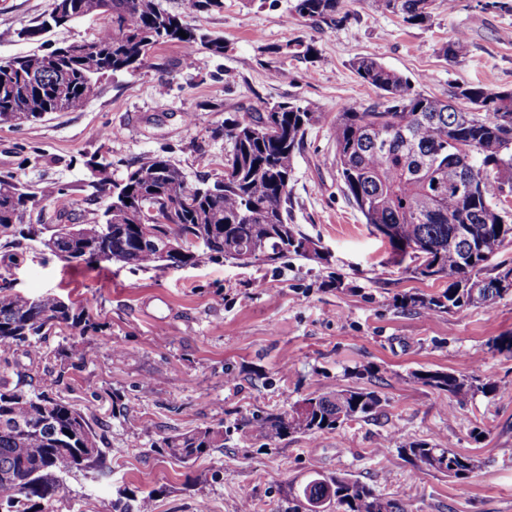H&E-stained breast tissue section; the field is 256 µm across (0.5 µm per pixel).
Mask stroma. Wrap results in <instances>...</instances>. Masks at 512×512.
I'll use <instances>...</instances> for the list:
<instances>
[{
    "mask_svg": "<svg viewBox=\"0 0 512 512\" xmlns=\"http://www.w3.org/2000/svg\"><path fill=\"white\" fill-rule=\"evenodd\" d=\"M52 3L0 0V59L86 38L101 26L88 17L42 42L20 38ZM293 3L224 0L221 11L190 18L223 36L224 55L202 50L190 60L180 45L166 44L136 72L102 79L77 111L0 125V174L41 198L27 223H59L53 198L63 191L68 223L95 224L105 198L90 162L109 161L117 179L161 153L193 182L221 171L228 144L213 131L225 119L281 102L311 101L322 114L295 158L291 193L293 223L320 243L327 261L67 264L39 242L22 238L9 247L0 235V288L86 304L98 326L84 359L46 360L22 347L0 366L10 382L81 409L103 437L111 474L67 476L55 512H112L118 496L150 490L154 512H288L286 482L315 471L351 474L408 500L413 512H512V353L488 345L512 335V295L450 316L400 307L401 296L434 294L445 284L391 262L388 243L343 191L332 142L337 112L378 99L353 69L362 56L441 100L468 85L512 89V0H435L422 25L372 0H347L349 17L334 29L293 20ZM458 34L468 52L446 58L443 48ZM297 39L313 53H285ZM362 365L373 367V377H353ZM420 370L490 373L499 389L452 409L444 393L414 379ZM339 385L377 391L381 413L274 445L236 428L242 418L289 410L308 393ZM116 394L126 417L112 415ZM218 423L227 440L192 469L159 448L166 435ZM387 437L448 443L478 465L464 479L418 472L396 448L383 447Z\"/></svg>",
    "mask_w": 512,
    "mask_h": 512,
    "instance_id": "1",
    "label": "stroma"
}]
</instances>
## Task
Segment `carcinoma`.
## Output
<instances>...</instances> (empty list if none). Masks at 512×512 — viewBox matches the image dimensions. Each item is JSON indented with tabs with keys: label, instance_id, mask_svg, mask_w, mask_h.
Here are the masks:
<instances>
[{
	"label": "carcinoma",
	"instance_id": "obj_1",
	"mask_svg": "<svg viewBox=\"0 0 512 512\" xmlns=\"http://www.w3.org/2000/svg\"><path fill=\"white\" fill-rule=\"evenodd\" d=\"M76 18L103 19L105 38L97 33L87 45L65 55L52 49L0 60V123L21 112L33 120L50 112L83 107L100 78L134 72L154 49L177 43L189 51L222 55L224 38L191 24L192 14L219 10L224 0H181L169 11L159 0H70ZM375 6L421 25L431 17L433 0H373ZM344 0H295L293 14L334 29L342 21ZM44 14L23 33L40 40L50 31ZM183 30L186 37L178 35ZM460 35L443 49L448 58L466 54ZM362 81L381 92L371 106L348 105L332 125L336 167L350 201L365 223L387 241L391 261L410 260L418 278L448 280L435 295H404L400 307L452 314L472 306H489L512 295V264L492 260L512 238L503 197L512 193V91L459 88V107L413 90L408 78L374 57L353 63ZM322 117L313 104L280 103L247 114L214 131L229 148L231 173L190 183L169 157L150 155L126 176L113 181L104 174L102 191L112 207L98 224L29 225L27 233L43 239L59 259L72 263L106 261L138 267L180 268L202 258L246 263L276 262L290 254L319 259L318 245L288 223L290 182L296 153L309 129ZM272 126L275 135L264 133ZM478 177L470 192L456 183ZM130 202H125V199ZM37 204L36 193L13 176L0 175V233L9 235ZM65 326L77 332L66 357L82 359L84 336L95 329L84 310L55 295L30 297L0 290V355L28 347L43 353L46 336ZM413 378L448 395V405L468 402L478 392L498 391L484 375L469 378L445 371H419ZM301 411L268 413L244 419L242 430L270 444L301 432H324L381 409L382 399L368 388L338 386L310 393ZM224 425L206 426L163 437L159 448L190 467L224 447ZM102 436L79 410L44 391L25 390L0 376V512H53L65 477L75 472L110 468L100 447ZM419 471L463 478L473 459L451 446L425 441L397 445ZM335 495L336 512H412L402 499L385 496L347 473H316L286 486L288 512H303L305 503ZM149 493L136 504L117 500L112 512H142Z\"/></svg>",
	"mask_w": 512,
	"mask_h": 512
}]
</instances>
